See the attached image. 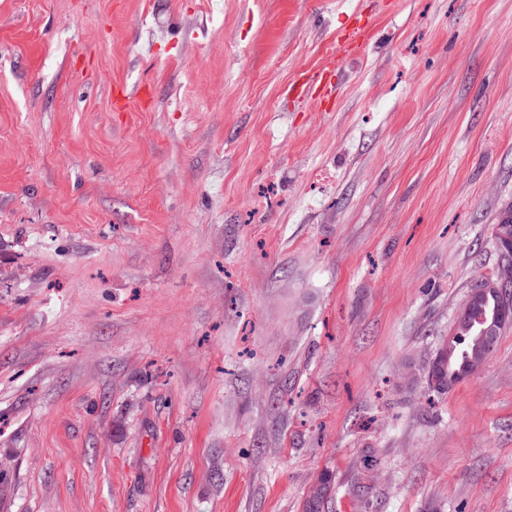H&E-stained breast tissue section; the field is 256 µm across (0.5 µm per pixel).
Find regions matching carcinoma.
Masks as SVG:
<instances>
[{
	"instance_id": "carcinoma-1",
	"label": "carcinoma",
	"mask_w": 512,
	"mask_h": 512,
	"mask_svg": "<svg viewBox=\"0 0 512 512\" xmlns=\"http://www.w3.org/2000/svg\"><path fill=\"white\" fill-rule=\"evenodd\" d=\"M498 301L491 291L475 297L467 296L451 335L443 341L428 364V393L445 394L477 372L492 354L480 338L497 311ZM334 488L332 473L324 471L318 483L305 497L302 512H323Z\"/></svg>"
}]
</instances>
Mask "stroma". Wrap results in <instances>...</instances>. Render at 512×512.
<instances>
[{"label":"stroma","mask_w":512,"mask_h":512,"mask_svg":"<svg viewBox=\"0 0 512 512\" xmlns=\"http://www.w3.org/2000/svg\"><path fill=\"white\" fill-rule=\"evenodd\" d=\"M509 212L512 0H0V512H512ZM364 37L363 28L356 25L345 33L342 39L336 44V56L333 57L331 61L333 70L338 69L340 61L348 58L353 53V46H358L363 43ZM328 73L329 68H326L325 70L315 71L305 75L306 78L300 86H304V89H307V96H319L323 100L330 98L334 86L328 76ZM474 282L451 335L441 343L428 364L425 376L428 396L431 393L445 394L477 372L496 349L503 333L512 326V318L501 322L497 326L496 341L492 348L484 347L480 334L492 322L498 301L491 291L472 297L470 294ZM475 288L496 290L501 296L502 304L506 308L512 307V257L501 262L495 278L479 279L475 282ZM461 337H464L463 342L459 340ZM432 378L435 379L434 386L430 381ZM334 488L332 473L324 471L319 475L318 483L305 497L302 504V512H323L325 502L330 497Z\"/></svg>","instance_id":"35a3bbf8"}]
</instances>
